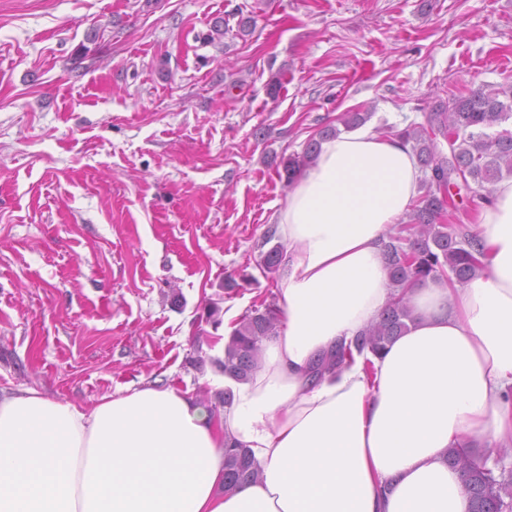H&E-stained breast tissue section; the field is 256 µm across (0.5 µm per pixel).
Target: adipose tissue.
Wrapping results in <instances>:
<instances>
[{"label": "adipose tissue", "instance_id": "ef3b65f1", "mask_svg": "<svg viewBox=\"0 0 512 512\" xmlns=\"http://www.w3.org/2000/svg\"><path fill=\"white\" fill-rule=\"evenodd\" d=\"M409 144L366 125L328 138L278 217L284 328L214 413L148 384L86 408L0 393V512H469L449 448L512 446V178L476 220L482 269L425 279L406 333L310 381L312 363L377 320L390 286L380 240L418 196ZM260 467L224 489V442Z\"/></svg>", "mask_w": 512, "mask_h": 512}]
</instances>
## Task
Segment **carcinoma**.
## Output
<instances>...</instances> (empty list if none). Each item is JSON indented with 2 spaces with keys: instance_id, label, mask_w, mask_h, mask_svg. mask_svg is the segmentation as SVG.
Returning a JSON list of instances; mask_svg holds the SVG:
<instances>
[{
  "instance_id": "carcinoma-1",
  "label": "carcinoma",
  "mask_w": 512,
  "mask_h": 512,
  "mask_svg": "<svg viewBox=\"0 0 512 512\" xmlns=\"http://www.w3.org/2000/svg\"><path fill=\"white\" fill-rule=\"evenodd\" d=\"M511 119L512 85H488L438 103L425 113V123H414L396 132L412 144L423 189L408 214L407 224L391 228L381 241L396 294L379 320L355 340V348L337 346L317 364L313 376L353 360L355 352L367 350L377 355L387 343L402 335L411 320L404 296L417 282L432 277L461 284L478 269L477 255L481 251L477 235L466 224L445 220V215L456 209L451 187L464 186L476 204L490 202L491 186L512 176V131L501 128ZM338 133V128L328 125L308 140L302 153L281 158L285 182H291L308 163L321 140ZM438 135L448 144L446 155L436 142ZM282 261L283 248L276 244L261 253L258 266L263 273L271 274ZM280 322L276 299L264 301L234 325L224 346V358L213 359L211 363L235 380L249 378L258 368L263 342L277 335ZM448 463L460 473L470 512H512V475L496 473L487 461L478 459L475 449L467 443L448 449ZM259 474V465L243 443H225L224 490L241 487L256 480Z\"/></svg>"
}]
</instances>
